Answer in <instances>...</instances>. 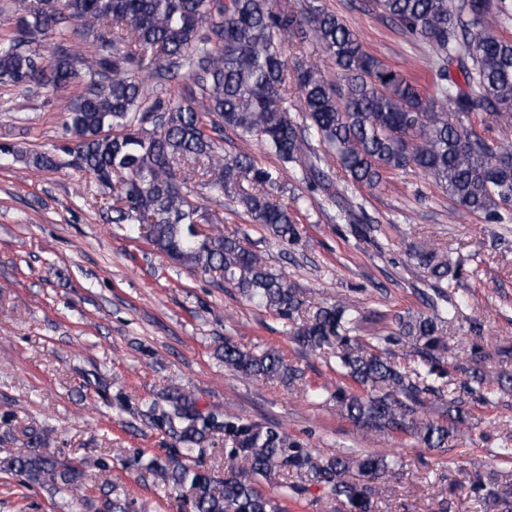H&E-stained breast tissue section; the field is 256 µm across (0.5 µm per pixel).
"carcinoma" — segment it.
I'll list each match as a JSON object with an SVG mask.
<instances>
[{
  "label": "carcinoma",
  "instance_id": "obj_1",
  "mask_svg": "<svg viewBox=\"0 0 512 512\" xmlns=\"http://www.w3.org/2000/svg\"><path fill=\"white\" fill-rule=\"evenodd\" d=\"M367 2L431 48L433 92L370 53L342 17L312 0H3L15 27L0 38V83L50 90L84 77L85 91L69 107L65 149L112 189L114 222L132 225L173 264L222 278L257 308L287 320L305 314L295 340L311 351L336 346V375L350 389L313 390L304 369L276 351L258 353L227 337L217 349L225 367L247 378L298 384L313 399H333L362 429L446 448L468 420L462 403L488 401L493 383L483 368L471 367L448 401L452 425L425 413L445 393L444 326L455 311L448 309L444 285L457 272L448 254L408 244V256L437 284L440 302L430 304L429 314L399 313L391 326L362 336L364 315L356 304L336 300L309 308L305 292L273 272L245 234L200 237L194 228L223 220L205 216L192 183L224 195L230 210L243 211L282 243L301 238L295 210L280 201L278 175L247 152L218 151L212 133L225 130L260 141L311 192L336 196L327 147L355 184L376 189L388 173L419 171L463 210L489 224L512 223V147L488 135L495 125H512V38L504 34L512 25V0ZM53 35L91 44L92 58L71 48L45 57L40 48ZM311 46L334 61L336 73L318 67ZM146 77L190 83L182 99L149 104ZM290 84L298 90L294 101ZM478 116L492 121L483 134L472 127ZM11 154L29 168L55 166L47 153ZM343 212L360 236L369 234L366 215L351 205ZM398 346L417 358L412 369L395 361ZM166 401L152 420L168 428L183 451L153 457L142 469L174 491L189 486L193 512H288V501L309 485L350 512H373L380 493L375 480L391 472L383 455L326 459L276 428L205 414L177 387ZM216 432L229 445L222 478L203 459L202 444ZM46 439L43 431L30 436L25 447L0 458V472L22 475L53 498H72L82 490V472L36 452ZM354 469L373 483L349 481ZM280 472L298 481L283 484L276 499L261 485ZM473 490L489 508L507 504L500 485L481 475Z\"/></svg>",
  "mask_w": 512,
  "mask_h": 512
}]
</instances>
